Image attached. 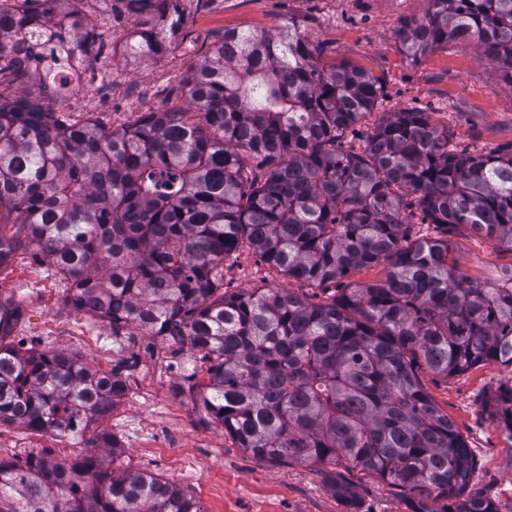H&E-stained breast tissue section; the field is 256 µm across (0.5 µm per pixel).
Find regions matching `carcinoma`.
<instances>
[{
	"label": "carcinoma",
	"instance_id": "1",
	"mask_svg": "<svg viewBox=\"0 0 512 512\" xmlns=\"http://www.w3.org/2000/svg\"><path fill=\"white\" fill-rule=\"evenodd\" d=\"M0 5V214L25 230L69 285L78 311L152 336H178L207 364L185 378L205 417L249 454L361 468L410 499L413 512H498L466 494L471 451L420 387L415 368L453 375L512 366V288L459 273L444 238L407 242L404 226L465 224L512 248V154L450 146L428 113L389 112L362 153L336 140L382 92L368 73L322 66L291 22L276 34L227 30L184 79L186 112H148L105 132L49 111L22 78L69 87L65 45L100 55V34L44 19L27 45V12ZM142 13L176 0H125ZM416 62L458 39L512 76V0H427L400 33ZM151 24L129 49L160 54ZM256 159V167L249 159ZM20 240L0 233V267ZM248 246L310 286L386 260V278L324 302L286 288L221 292L224 260ZM19 306L0 299V422L80 436L117 454L100 426L124 394L114 372L53 348L10 340ZM84 457L0 460V512H205L192 496L141 472ZM326 488L354 507L355 489Z\"/></svg>",
	"mask_w": 512,
	"mask_h": 512
}]
</instances>
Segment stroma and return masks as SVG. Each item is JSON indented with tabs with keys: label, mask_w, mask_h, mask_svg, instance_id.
Returning <instances> with one entry per match:
<instances>
[{
	"label": "stroma",
	"mask_w": 512,
	"mask_h": 512,
	"mask_svg": "<svg viewBox=\"0 0 512 512\" xmlns=\"http://www.w3.org/2000/svg\"><path fill=\"white\" fill-rule=\"evenodd\" d=\"M178 5L181 25L167 51L132 58L113 54L111 42L139 25L140 15L122 7L120 0H87L82 21L101 32L104 41L95 77L73 82L67 95L46 100V107L108 131L127 128L148 111H188L181 81L225 30L274 34L295 19L318 46L321 64L363 69L383 88L374 110L338 140L339 149L362 151L383 115L403 109L428 113L433 124L447 129L452 145L472 154L512 146V82L481 58L473 42H449L416 62L403 53L399 32L423 16L425 0H179ZM404 230L410 242L447 238L452 260L472 281L488 282L512 270V249L468 226L408 224ZM255 288H288L315 302L331 295L288 279L243 247L224 261V289ZM0 296L13 299L22 310L14 341L68 352L103 371L117 370L133 388L118 413L171 428V450L121 437L117 468L158 475L186 489L206 512H411L399 489L360 469L275 464L245 453L221 424L203 423L200 410L181 392L185 376L201 366L189 344L158 342L133 326L116 332L109 323L77 311L67 300L65 281L35 244L23 243L9 264L0 267ZM94 338L126 343L128 360L96 353L90 344ZM416 375L472 451L468 494L492 500L499 512H512V432L500 417L503 401L512 393V367L486 364L447 376L421 363ZM93 453L79 439L0 424L1 460L34 455L70 464ZM330 472L355 486L357 510L327 490Z\"/></svg>",
	"instance_id": "1"
}]
</instances>
